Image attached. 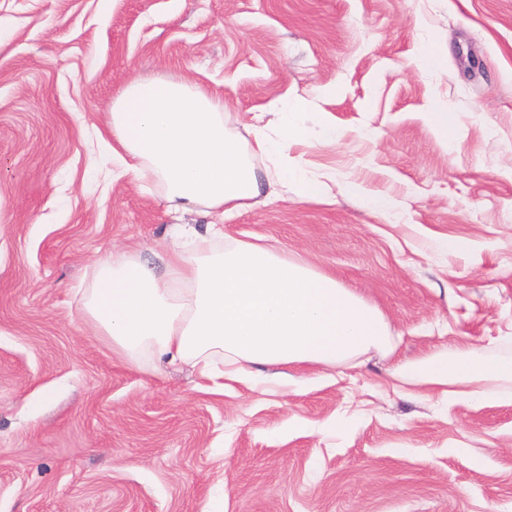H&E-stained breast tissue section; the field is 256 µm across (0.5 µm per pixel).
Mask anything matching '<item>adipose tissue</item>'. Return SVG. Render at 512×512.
<instances>
[{
	"instance_id": "ef3b65f1",
	"label": "adipose tissue",
	"mask_w": 512,
	"mask_h": 512,
	"mask_svg": "<svg viewBox=\"0 0 512 512\" xmlns=\"http://www.w3.org/2000/svg\"><path fill=\"white\" fill-rule=\"evenodd\" d=\"M291 107L273 131L256 129L254 150L282 155L296 132ZM112 135L123 175L156 176L172 211H237L265 194L263 179L224 127V103L184 82L130 78L112 102ZM185 250L163 268L121 256L99 262L85 303L93 328L121 356L148 350L189 363L207 388L254 369L329 368L382 348V314L328 274L269 247L236 241L216 249L221 225L187 228ZM403 376L467 400L512 383V359L449 350L402 367Z\"/></svg>"
}]
</instances>
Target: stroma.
<instances>
[{"label":"stroma","instance_id":"35a3bbf8","mask_svg":"<svg viewBox=\"0 0 512 512\" xmlns=\"http://www.w3.org/2000/svg\"><path fill=\"white\" fill-rule=\"evenodd\" d=\"M0 25V512H512V399L397 372L512 358V0H0ZM132 75L223 100L245 151L295 106L287 156L326 196L174 213L156 179L113 178L101 135ZM178 224L335 277L386 347L220 395L119 358L83 315L96 263L155 260ZM427 115L429 123L439 134L449 140L454 138L455 120L452 112L438 108L433 112H427Z\"/></svg>","mask_w":512,"mask_h":512}]
</instances>
